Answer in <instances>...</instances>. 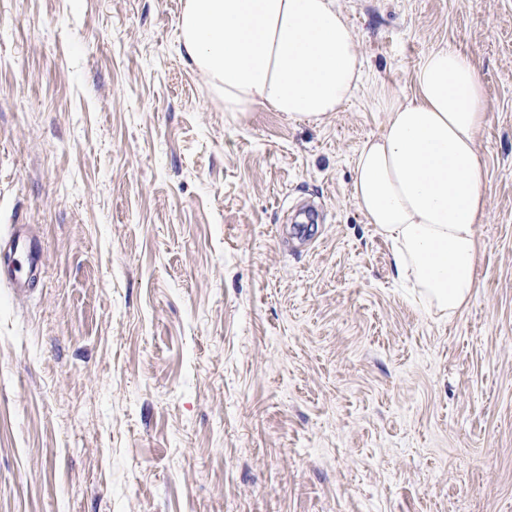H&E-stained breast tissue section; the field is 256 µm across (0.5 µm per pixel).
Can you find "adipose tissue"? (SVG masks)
I'll list each match as a JSON object with an SVG mask.
<instances>
[{
	"instance_id": "adipose-tissue-1",
	"label": "adipose tissue",
	"mask_w": 512,
	"mask_h": 512,
	"mask_svg": "<svg viewBox=\"0 0 512 512\" xmlns=\"http://www.w3.org/2000/svg\"><path fill=\"white\" fill-rule=\"evenodd\" d=\"M178 42L236 121L258 106L324 121L350 100L364 63L337 0H183ZM412 82L409 98L375 87L381 130L355 158L352 198L391 241L396 276L452 314L477 286L486 98L471 58L448 47L429 50Z\"/></svg>"
}]
</instances>
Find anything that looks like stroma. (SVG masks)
Here are the masks:
<instances>
[{"label": "stroma", "mask_w": 512, "mask_h": 512, "mask_svg": "<svg viewBox=\"0 0 512 512\" xmlns=\"http://www.w3.org/2000/svg\"><path fill=\"white\" fill-rule=\"evenodd\" d=\"M365 59L321 123L231 120L181 0H0V512H512V0H338ZM469 55L477 288L402 286L352 198L382 84ZM10 249L16 258L14 276L9 280L11 288L17 293H26L31 290L29 283L35 271L42 263L41 250L36 238L22 225H15L10 234Z\"/></svg>", "instance_id": "stroma-1"}]
</instances>
